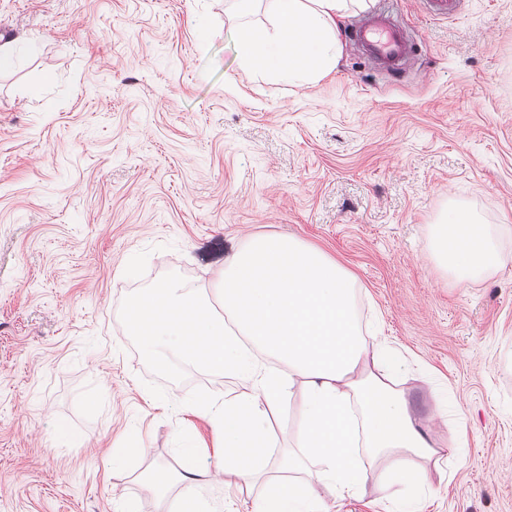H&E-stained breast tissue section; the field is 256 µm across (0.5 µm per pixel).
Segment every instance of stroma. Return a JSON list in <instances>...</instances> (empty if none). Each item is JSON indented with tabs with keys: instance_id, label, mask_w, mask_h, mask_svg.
<instances>
[{
	"instance_id": "1",
	"label": "stroma",
	"mask_w": 512,
	"mask_h": 512,
	"mask_svg": "<svg viewBox=\"0 0 512 512\" xmlns=\"http://www.w3.org/2000/svg\"><path fill=\"white\" fill-rule=\"evenodd\" d=\"M235 0H0V512H173L180 434L221 459L191 403L240 388L146 357L120 319L142 290L213 280L254 233L293 236L357 278L363 317L408 360L423 413L447 389L461 463L424 512H512V263L459 281L432 257L449 207L512 253V0H369L314 80L261 75L239 51L261 5ZM415 47L379 72L353 47L365 12ZM136 263V274L123 268ZM147 457L113 470V452ZM163 467L152 492L141 477ZM202 512H249L235 477Z\"/></svg>"
}]
</instances>
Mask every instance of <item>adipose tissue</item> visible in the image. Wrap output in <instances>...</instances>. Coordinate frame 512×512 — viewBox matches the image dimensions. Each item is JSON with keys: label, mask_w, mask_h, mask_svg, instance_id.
Masks as SVG:
<instances>
[{"label": "adipose tissue", "mask_w": 512, "mask_h": 512, "mask_svg": "<svg viewBox=\"0 0 512 512\" xmlns=\"http://www.w3.org/2000/svg\"><path fill=\"white\" fill-rule=\"evenodd\" d=\"M366 0H265L277 22L275 34L245 31L246 63L264 72L319 77L341 56L338 18L364 8ZM433 254L459 279L479 277L512 262L491 231L457 209L433 227ZM223 316L211 311L204 286L172 281L145 289L127 314L163 303L168 317L139 340L143 353L223 371L244 388L222 403L195 407L208 418L224 448V473L239 480L250 512H330L329 501L359 498L367 474L360 456L384 465L387 487L396 488L399 512H423L418 493L431 485L428 462L461 460L467 445L432 442L426 419L394 385L403 364L380 344L369 342L359 316L355 276L320 249L292 237L254 236L228 256L220 273ZM179 309L203 312L196 333L209 337L208 355L185 339ZM302 410L285 424L293 388ZM280 420L273 428L272 420ZM279 447L275 470L261 462L240 469L238 450L251 441ZM274 479L272 492L258 491Z\"/></svg>", "instance_id": "ef3b65f1"}]
</instances>
